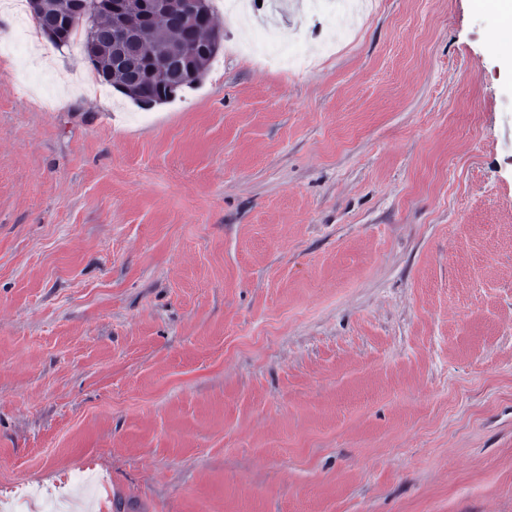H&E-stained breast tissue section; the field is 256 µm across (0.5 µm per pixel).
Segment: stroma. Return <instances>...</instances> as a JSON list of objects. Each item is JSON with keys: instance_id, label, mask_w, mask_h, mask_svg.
Returning <instances> with one entry per match:
<instances>
[{"instance_id": "35a3bbf8", "label": "stroma", "mask_w": 512, "mask_h": 512, "mask_svg": "<svg viewBox=\"0 0 512 512\" xmlns=\"http://www.w3.org/2000/svg\"><path fill=\"white\" fill-rule=\"evenodd\" d=\"M149 108L0 56V498L512 512V36L377 0Z\"/></svg>"}]
</instances>
